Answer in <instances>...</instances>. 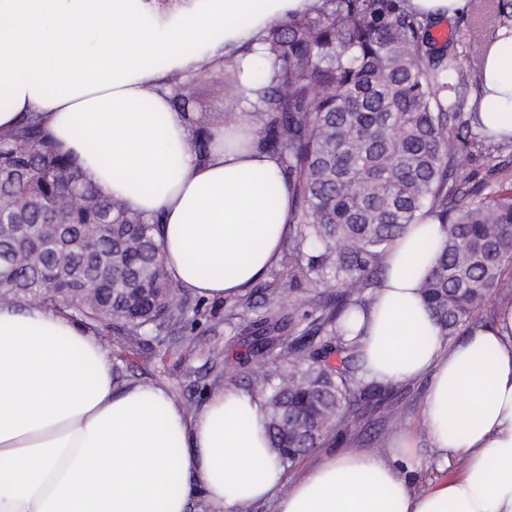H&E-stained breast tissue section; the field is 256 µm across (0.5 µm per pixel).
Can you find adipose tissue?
Here are the masks:
<instances>
[{
	"instance_id": "obj_1",
	"label": "adipose tissue",
	"mask_w": 512,
	"mask_h": 512,
	"mask_svg": "<svg viewBox=\"0 0 512 512\" xmlns=\"http://www.w3.org/2000/svg\"><path fill=\"white\" fill-rule=\"evenodd\" d=\"M320 0H0V137L39 121L110 199L158 218L168 273L207 300L232 299L278 261L292 194L255 126L208 129L204 157L173 106L177 85L232 62L253 94L261 36ZM490 132H512V29L477 98ZM440 224L408 225L384 256L367 310L351 312L368 379L427 378L421 424L464 455L458 477L412 491L397 462L345 451L294 483L270 448L258 393L226 387L188 409L162 387L118 383L104 346L66 312L0 304V512H512V303L448 346L420 284Z\"/></svg>"
}]
</instances>
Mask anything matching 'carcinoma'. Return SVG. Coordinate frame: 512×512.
Returning <instances> with one entry per match:
<instances>
[{
	"label": "carcinoma",
	"instance_id": "cac0c4a2",
	"mask_svg": "<svg viewBox=\"0 0 512 512\" xmlns=\"http://www.w3.org/2000/svg\"><path fill=\"white\" fill-rule=\"evenodd\" d=\"M491 17L512 20L503 0H479L474 25ZM430 28L407 0H321L268 30L271 67L253 72L256 100L233 92L294 196L296 232L271 275L332 278L338 288L334 310L320 294L308 297L318 316L302 329L284 314L288 297L270 302L242 329L240 349L216 356L224 377L247 370L265 395L270 448L284 467L297 449L317 447L340 415L372 406L346 318L367 307L361 292L379 286L382 257L407 225L431 215L444 229L422 293L445 336L479 326L512 268V181L489 191L459 182L466 130L480 122L474 111L464 116L460 57L437 46ZM495 40L492 30L471 38L468 60L481 66ZM1 184L0 303L63 307L93 331L109 307L129 346L186 320L157 220L104 196L38 123L0 139ZM88 270L97 274L91 294ZM272 357L291 360L288 370Z\"/></svg>",
	"mask_w": 512,
	"mask_h": 512
}]
</instances>
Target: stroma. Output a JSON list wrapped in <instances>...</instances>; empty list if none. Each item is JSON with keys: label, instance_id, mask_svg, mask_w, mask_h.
Segmentation results:
<instances>
[{"label": "stroma", "instance_id": "obj_1", "mask_svg": "<svg viewBox=\"0 0 512 512\" xmlns=\"http://www.w3.org/2000/svg\"><path fill=\"white\" fill-rule=\"evenodd\" d=\"M231 82L227 71H211L196 78L192 84L196 96L195 111L205 114L211 121H220L230 100ZM320 291L328 306H335L336 291L327 286L316 287L305 280L265 276L240 295L230 300L208 301L189 295L188 321L179 330L189 339L188 350L173 347L165 356H158L153 338L129 348L116 339L113 331L100 327L97 337L108 350L114 364L119 367L121 382L136 380L164 387L168 393L189 408L200 407L209 392L233 383L239 389L250 384L248 372H241L234 380H226L223 372L214 370L212 360L216 353L227 349L241 329L262 314L268 300L288 296L289 313L297 322H311L315 314L305 299L313 291ZM428 382L414 379L378 386L379 406L366 416L347 413L327 433L319 448L298 459L286 472L287 478L298 477L304 467L346 448L377 451L389 447L400 426L416 429V448L407 476L414 490L421 491L439 481L460 475L463 460L459 456L441 455L432 447L428 437L419 429L422 407Z\"/></svg>", "mask_w": 512, "mask_h": 512}]
</instances>
